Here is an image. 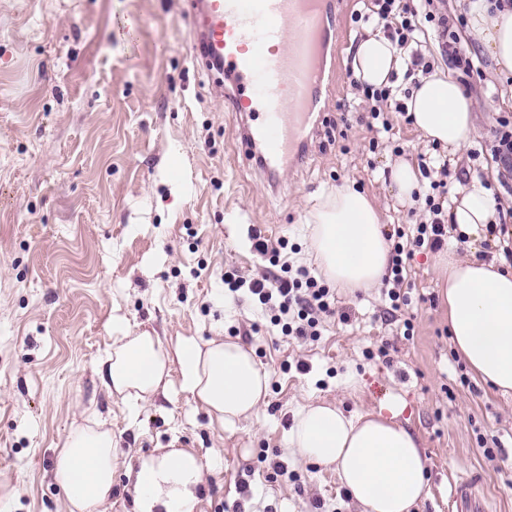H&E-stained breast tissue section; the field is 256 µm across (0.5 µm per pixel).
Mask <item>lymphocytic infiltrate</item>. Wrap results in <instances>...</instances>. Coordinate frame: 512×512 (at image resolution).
Returning a JSON list of instances; mask_svg holds the SVG:
<instances>
[{
    "mask_svg": "<svg viewBox=\"0 0 512 512\" xmlns=\"http://www.w3.org/2000/svg\"><path fill=\"white\" fill-rule=\"evenodd\" d=\"M368 18L382 26L386 36L403 48L421 44L422 40L427 39L429 30H436L441 37L440 47L446 62L465 76H473L476 70L473 58L460 47L447 15L432 8L426 13H419L409 0H371ZM351 87L355 97L367 103L368 110L355 116L343 113L340 117L342 123L354 121L365 124L377 120L381 123L382 132L388 133L393 129L392 118L407 117L404 102L397 98L392 89L377 88L360 80L352 81ZM422 198L428 219L410 230L395 227L387 236L392 244L391 264L383 282L388 287L389 306L386 314L393 320L411 302L404 289V272L415 249L425 247L432 251L440 250L448 236V226L444 220L448 192L443 182H431ZM254 247L261 255L270 256L272 262L278 263V270L258 279H247L228 272L224 275V287L233 294L245 292L253 301L268 309L272 324L279 326L282 335L315 341L321 336L323 317L335 314L340 321L348 320V313H337L335 293L323 280L310 275L308 270L281 263L280 255L288 247L287 239L281 238L273 243L260 237Z\"/></svg>",
    "mask_w": 512,
    "mask_h": 512,
    "instance_id": "lymphocytic-infiltrate-1",
    "label": "lymphocytic infiltrate"
}]
</instances>
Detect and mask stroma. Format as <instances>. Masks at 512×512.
I'll list each match as a JSON object with an SVG mask.
<instances>
[{
  "mask_svg": "<svg viewBox=\"0 0 512 512\" xmlns=\"http://www.w3.org/2000/svg\"><path fill=\"white\" fill-rule=\"evenodd\" d=\"M332 2L342 16L339 73L322 88L326 110L302 157L273 180L239 150L245 118L223 73L201 61L189 0H0V512H68L52 478L58 444L91 407L122 463L106 512H132L127 466L173 444L206 466L196 512H311L317 501L320 512H363L334 471L287 448L286 433L307 402L364 411L394 397L429 459L431 496L417 512H448L449 477L459 473L476 478L492 512H512V396L475 378L461 384L468 370L449 341L430 251L407 268L410 338L386 320L380 287L337 293L350 319L325 318L315 342L282 336L269 315L224 290L226 269L248 279L267 270L255 229L288 238L290 263L317 273L305 215L344 181L376 198L386 227L426 215L390 190L395 147L434 153L413 125L389 136L336 128L368 26L352 20L365 0ZM456 32L481 61L465 91L474 125L468 147L431 177L452 192L475 177L502 200L512 181L502 182L487 145L490 128L512 120V75L466 26ZM127 329L234 337L270 374L265 405L232 426L176 386L129 406L95 375ZM494 438L504 457L484 455ZM266 453L286 474L271 473Z\"/></svg>",
  "mask_w": 512,
  "mask_h": 512,
  "instance_id": "stroma-1",
  "label": "stroma"
}]
</instances>
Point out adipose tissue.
I'll use <instances>...</instances> for the list:
<instances>
[{"mask_svg":"<svg viewBox=\"0 0 512 512\" xmlns=\"http://www.w3.org/2000/svg\"><path fill=\"white\" fill-rule=\"evenodd\" d=\"M468 30L478 37L500 72L512 73V8L470 0ZM405 52L376 32L362 39L352 59L358 78L391 85L406 71ZM405 104L414 127L450 154L469 144L472 103L459 82L443 69L420 77ZM499 214L483 182L459 187L448 222L467 238L477 237ZM307 254L336 288L346 293L378 287L389 266L390 245L375 199L346 181L325 190L311 206ZM448 334L474 375L496 393L512 394V266L477 255L440 251L433 257ZM100 385L124 402H150L172 386L231 426L265 404L269 374L253 350L216 336L162 339L148 331L115 337L96 367ZM399 399L375 411L347 412L313 402L294 413L287 445L300 458L336 472L351 499L365 512H413L430 495L428 458ZM119 460L112 432L97 410L64 437L53 479L63 490L68 512H104L112 497ZM133 512H195L204 464L181 448H160L130 468Z\"/></svg>","mask_w":512,"mask_h":512,"instance_id":"1","label":"adipose tissue"}]
</instances>
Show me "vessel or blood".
<instances>
[{"label":"vessel or blood","mask_w":512,"mask_h":512,"mask_svg":"<svg viewBox=\"0 0 512 512\" xmlns=\"http://www.w3.org/2000/svg\"><path fill=\"white\" fill-rule=\"evenodd\" d=\"M196 9L207 53L233 87V108L251 120L243 154L261 155L265 170L278 173L301 155L325 109V58L339 35L329 0H197ZM452 486L457 512H468L475 481Z\"/></svg>","instance_id":"vessel-or-blood-1"}]
</instances>
